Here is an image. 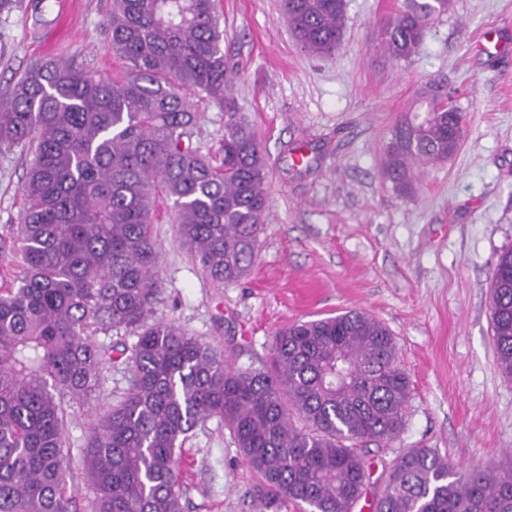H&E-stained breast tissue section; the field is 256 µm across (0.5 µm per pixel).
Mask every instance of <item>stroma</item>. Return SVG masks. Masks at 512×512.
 I'll return each instance as SVG.
<instances>
[{"instance_id":"stroma-1","label":"stroma","mask_w":512,"mask_h":512,"mask_svg":"<svg viewBox=\"0 0 512 512\" xmlns=\"http://www.w3.org/2000/svg\"><path fill=\"white\" fill-rule=\"evenodd\" d=\"M18 0L0 13V107L40 60L71 58L112 79L123 60L109 42L112 0ZM281 0H221L231 98L268 164L269 218L250 273L207 279L177 227L156 225L160 315L223 351L232 366H260L277 331L354 309L393 333L413 391L400 436L369 443L381 474L411 448H433L457 469H512V376L500 370L489 311L499 254L512 248V0H452L429 22L412 61L380 48L403 0H346L345 35L328 56L300 48ZM453 92L466 114L459 151L396 193L381 174V146L424 96ZM27 152H0V289L14 285V245ZM127 389L120 363L100 394L70 407L66 442L84 447L93 418ZM186 512H264L253 471L217 419L185 439Z\"/></svg>"}]
</instances>
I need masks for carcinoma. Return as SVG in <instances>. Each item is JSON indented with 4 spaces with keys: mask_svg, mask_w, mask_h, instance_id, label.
Listing matches in <instances>:
<instances>
[{
    "mask_svg": "<svg viewBox=\"0 0 512 512\" xmlns=\"http://www.w3.org/2000/svg\"><path fill=\"white\" fill-rule=\"evenodd\" d=\"M450 0H404L382 33L408 61ZM301 47L341 44L345 0H282ZM106 27L125 74L106 80L74 60L37 62L0 109V151L33 148L17 227L24 269L0 293V512H77L82 466L90 512H184L181 447L201 421L224 423L257 475L268 512H352L371 466L361 446L404 427L411 381L387 326L351 310L280 331L260 368L239 371L213 347L157 316L162 288L153 225L178 224L208 279L250 271L268 210L267 162L235 112L215 154L196 140L198 102L228 98L218 0H112ZM465 136L454 103L430 100L397 119L382 175L401 195L419 170L448 161ZM497 363L512 376V249L494 267ZM136 337L120 356L123 398L97 414L83 448L65 441L67 406L101 388L112 348L94 334ZM374 512H512V470L457 471L431 448L385 470Z\"/></svg>",
    "mask_w": 512,
    "mask_h": 512,
    "instance_id": "1",
    "label": "carcinoma"
}]
</instances>
